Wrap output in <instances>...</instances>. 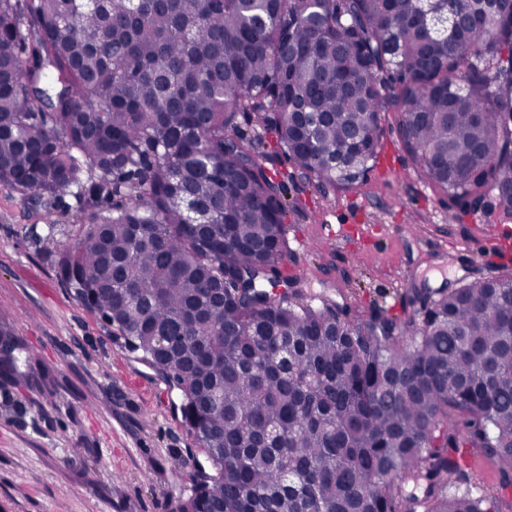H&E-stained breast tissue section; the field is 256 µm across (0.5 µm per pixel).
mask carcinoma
I'll list each match as a JSON object with an SVG mask.
<instances>
[{"mask_svg": "<svg viewBox=\"0 0 512 512\" xmlns=\"http://www.w3.org/2000/svg\"><path fill=\"white\" fill-rule=\"evenodd\" d=\"M0 0V183L72 196L58 274L177 391L178 512H512V275L348 318L300 289L275 162L362 181L381 121L448 205L512 215V0ZM246 112L276 146L241 132Z\"/></svg>", "mask_w": 512, "mask_h": 512, "instance_id": "cac0c4a2", "label": "carcinoma"}]
</instances>
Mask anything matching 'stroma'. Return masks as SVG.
<instances>
[{
    "mask_svg": "<svg viewBox=\"0 0 512 512\" xmlns=\"http://www.w3.org/2000/svg\"><path fill=\"white\" fill-rule=\"evenodd\" d=\"M285 197L289 278L350 312L402 315L411 288L454 287L477 275L512 273V260L482 258L496 234L494 206L456 214L404 150L394 114L364 182L324 193L277 165ZM55 217L69 246L79 230L73 198L47 213L0 184V331L19 345L14 382L0 364V512H175L189 483L174 458L194 442L176 392L113 343L106 322L60 281L43 240ZM344 226L332 237L329 226Z\"/></svg>",
    "mask_w": 512,
    "mask_h": 512,
    "instance_id": "35a3bbf8",
    "label": "stroma"
}]
</instances>
